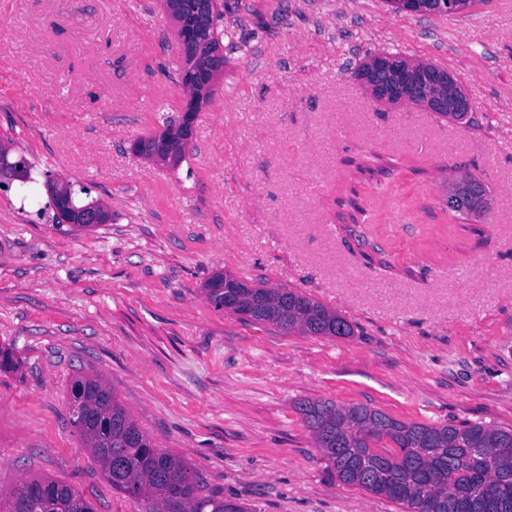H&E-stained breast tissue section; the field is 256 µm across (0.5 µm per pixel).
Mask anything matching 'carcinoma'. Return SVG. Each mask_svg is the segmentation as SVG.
<instances>
[{
  "label": "carcinoma",
  "mask_w": 512,
  "mask_h": 512,
  "mask_svg": "<svg viewBox=\"0 0 512 512\" xmlns=\"http://www.w3.org/2000/svg\"><path fill=\"white\" fill-rule=\"evenodd\" d=\"M174 16L180 28L197 38L180 45L184 65L178 83L199 102L224 55L214 20L223 17L222 0H182ZM397 11L452 13L471 0H388ZM355 77L365 87L377 85L375 99L392 105H419L443 119L467 118L470 103L457 83L431 64L387 55L381 66L363 62ZM193 113L185 123L167 122L158 137L139 142L146 155L185 157ZM460 213L480 218L490 209L487 184L473 174L448 182ZM57 224L92 227L107 221L93 203H81L72 189L58 188L51 199ZM214 310L232 312L261 325L306 336L348 337L352 325L320 302L292 288L248 286L222 273L204 286ZM296 410L313 434L329 468L349 485L396 502L403 512H512V429L483 424L408 423L361 404L303 400ZM69 416L84 447L112 489L133 498L178 502L182 512H199L192 468L152 445L130 418L115 393L98 376H79L70 386ZM0 512H95L75 488L48 478L21 483L0 496Z\"/></svg>",
  "instance_id": "cac0c4a2"
}]
</instances>
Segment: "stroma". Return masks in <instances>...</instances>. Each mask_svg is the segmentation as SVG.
Returning <instances> with one entry per match:
<instances>
[{"mask_svg":"<svg viewBox=\"0 0 512 512\" xmlns=\"http://www.w3.org/2000/svg\"><path fill=\"white\" fill-rule=\"evenodd\" d=\"M224 69L184 160L132 150L186 101L162 0H0V143L32 166L37 205L0 174V494L49 477L96 512H157L113 492L70 423L97 375L154 447L187 462L201 512H400L336 478L294 405L364 404L416 423L512 429V0L454 13L389 0H224ZM378 53L447 71L465 123L375 101ZM490 188L469 221L444 176ZM107 209L79 230L49 190ZM224 272L292 288L353 336L286 334L223 311Z\"/></svg>","mask_w":512,"mask_h":512,"instance_id":"stroma-1","label":"stroma"}]
</instances>
